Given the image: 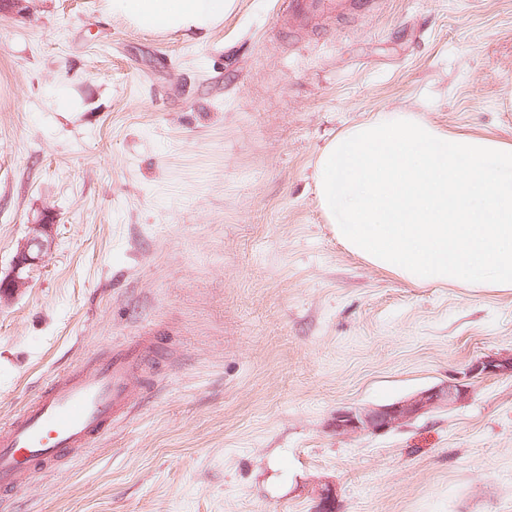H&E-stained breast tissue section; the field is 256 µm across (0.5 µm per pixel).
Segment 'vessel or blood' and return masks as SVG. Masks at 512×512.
Here are the masks:
<instances>
[{"label": "vessel or blood", "mask_w": 512, "mask_h": 512, "mask_svg": "<svg viewBox=\"0 0 512 512\" xmlns=\"http://www.w3.org/2000/svg\"><path fill=\"white\" fill-rule=\"evenodd\" d=\"M331 0H288L290 15L323 13ZM150 337L105 349L45 387L29 406L0 425V489H18L83 454L129 414L130 386L142 378Z\"/></svg>", "instance_id": "vessel-or-blood-1"}]
</instances>
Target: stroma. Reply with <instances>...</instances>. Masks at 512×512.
<instances>
[{"mask_svg": "<svg viewBox=\"0 0 512 512\" xmlns=\"http://www.w3.org/2000/svg\"><path fill=\"white\" fill-rule=\"evenodd\" d=\"M103 4L0 14V271L54 224L0 304V424L107 346L158 349L128 419L0 512H314L321 482L338 512H512V375L384 434L330 426L512 354V293L371 266L312 181L333 135L392 109L512 142V0H236L202 42ZM289 0L287 3L288 13L297 18L303 19L312 15L324 13L330 3L342 4L348 6L350 9H359L363 6L375 8L378 0ZM53 225L42 221L29 225L27 236L19 245L10 269L0 276V303L12 299L30 286L34 273L42 266L52 248Z\"/></svg>", "mask_w": 512, "mask_h": 512, "instance_id": "stroma-1", "label": "stroma"}]
</instances>
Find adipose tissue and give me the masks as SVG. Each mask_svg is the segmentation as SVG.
<instances>
[{"instance_id":"ef3b65f1","label":"adipose tissue","mask_w":512,"mask_h":512,"mask_svg":"<svg viewBox=\"0 0 512 512\" xmlns=\"http://www.w3.org/2000/svg\"><path fill=\"white\" fill-rule=\"evenodd\" d=\"M235 0H106L113 18L148 33H179L199 40L223 22Z\"/></svg>"}]
</instances>
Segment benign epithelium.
Returning a JSON list of instances; mask_svg holds the SVG:
<instances>
[{
	"mask_svg": "<svg viewBox=\"0 0 512 512\" xmlns=\"http://www.w3.org/2000/svg\"><path fill=\"white\" fill-rule=\"evenodd\" d=\"M53 225L39 221L28 227V233L19 245L8 272L0 276V303L12 299L28 288L34 273L44 263L53 244ZM512 374V355L484 357L472 362L467 377L483 378ZM470 386L461 382H448L419 391L392 404L336 411L330 426L340 436H353L361 432L384 434L420 416L450 409L465 403ZM318 499L316 512H335L337 490L326 484L315 489Z\"/></svg>",
	"mask_w": 512,
	"mask_h": 512,
	"instance_id": "7a95c632",
	"label": "benign epithelium"
}]
</instances>
